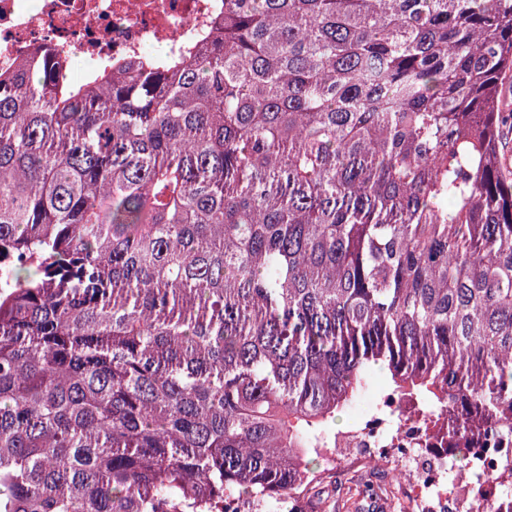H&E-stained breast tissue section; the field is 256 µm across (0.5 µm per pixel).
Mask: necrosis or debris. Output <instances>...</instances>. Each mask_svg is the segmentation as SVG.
Wrapping results in <instances>:
<instances>
[{
    "label": "necrosis or debris",
    "instance_id": "necrosis-or-debris-1",
    "mask_svg": "<svg viewBox=\"0 0 512 512\" xmlns=\"http://www.w3.org/2000/svg\"><path fill=\"white\" fill-rule=\"evenodd\" d=\"M221 0H0V63L39 48L82 60L85 72L149 53L155 43L174 50L208 25ZM416 399L383 392L356 404L350 429L336 435L327 454L337 470L401 468L410 480L402 493L418 512H512V493L488 481L512 464V448L477 445L467 474L451 470L444 439L425 437Z\"/></svg>",
    "mask_w": 512,
    "mask_h": 512
}]
</instances>
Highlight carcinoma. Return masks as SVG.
<instances>
[{
	"instance_id": "carcinoma-1",
	"label": "carcinoma",
	"mask_w": 512,
	"mask_h": 512,
	"mask_svg": "<svg viewBox=\"0 0 512 512\" xmlns=\"http://www.w3.org/2000/svg\"><path fill=\"white\" fill-rule=\"evenodd\" d=\"M0 71V512L281 502L375 368L512 438V0H223Z\"/></svg>"
}]
</instances>
